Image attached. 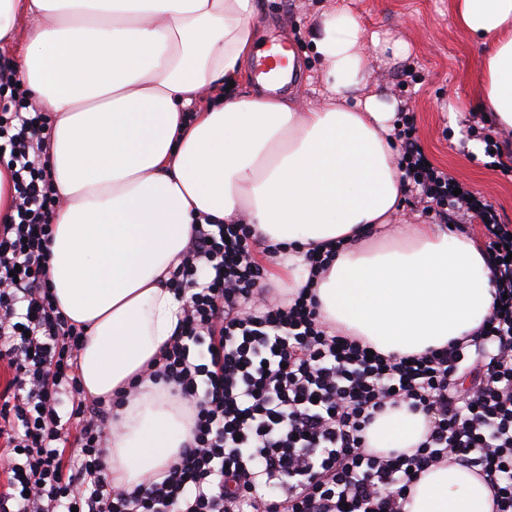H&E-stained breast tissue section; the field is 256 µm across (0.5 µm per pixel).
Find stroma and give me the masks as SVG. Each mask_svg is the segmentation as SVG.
Segmentation results:
<instances>
[{"label": "stroma", "mask_w": 512, "mask_h": 512, "mask_svg": "<svg viewBox=\"0 0 512 512\" xmlns=\"http://www.w3.org/2000/svg\"><path fill=\"white\" fill-rule=\"evenodd\" d=\"M335 6L354 15L365 33L389 43L366 50L368 91L410 121L435 167L491 205L499 223L512 226V175L499 169L512 162V129L480 106L474 88L484 48L459 26L452 0H258L260 38L288 45L299 66L285 98L299 95L313 106L325 99L311 37L320 12ZM487 134L501 144V158L470 150Z\"/></svg>", "instance_id": "stroma-1"}]
</instances>
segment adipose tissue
<instances>
[{"label":"adipose tissue","instance_id":"1","mask_svg":"<svg viewBox=\"0 0 512 512\" xmlns=\"http://www.w3.org/2000/svg\"><path fill=\"white\" fill-rule=\"evenodd\" d=\"M459 26L486 52L480 105L512 127V0H454ZM256 0H0V50L52 115L48 170L55 211L49 274L56 304L86 326L79 355L90 397L128 389L158 359L182 316L166 286L194 223L252 225L282 246L288 291L313 282L323 317L385 355L420 354L476 330L493 302L482 246L435 224L374 244L404 193L389 139L393 105L366 86V36L356 19L323 12L311 42L328 96L300 101L229 90L258 37ZM32 23L18 40L19 17ZM202 112L194 101L217 86ZM344 241L310 278L303 251ZM103 475L134 488L189 438L184 404L143 383L120 407ZM422 414L379 415L375 451L423 440ZM405 512H491L484 481L459 465L425 472Z\"/></svg>","mask_w":512,"mask_h":512}]
</instances>
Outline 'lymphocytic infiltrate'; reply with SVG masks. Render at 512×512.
Instances as JSON below:
<instances>
[{
    "label": "lymphocytic infiltrate",
    "mask_w": 512,
    "mask_h": 512,
    "mask_svg": "<svg viewBox=\"0 0 512 512\" xmlns=\"http://www.w3.org/2000/svg\"><path fill=\"white\" fill-rule=\"evenodd\" d=\"M0 158L16 217L0 225V512H404L413 482L452 463L512 512V229L455 194L410 126L395 127L398 166L425 213L476 211L495 305L472 335L411 356H385L322 321L314 294L271 287L246 224H198L169 286L183 316L147 377L192 410L176 459L128 490L102 475L124 396L89 398L79 353L86 330L59 310L49 277L47 113L32 110L0 62ZM71 409L60 413L62 399ZM422 413L427 433L399 454L371 451L389 409Z\"/></svg>",
    "instance_id": "1"
}]
</instances>
